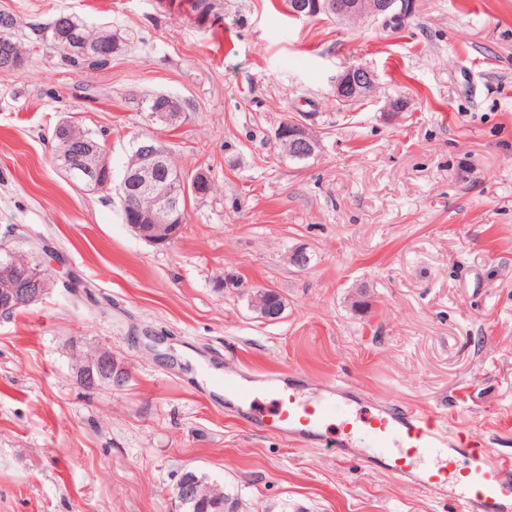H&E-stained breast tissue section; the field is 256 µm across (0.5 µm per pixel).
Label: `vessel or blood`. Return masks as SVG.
Returning <instances> with one entry per match:
<instances>
[{
	"label": "vessel or blood",
	"mask_w": 512,
	"mask_h": 512,
	"mask_svg": "<svg viewBox=\"0 0 512 512\" xmlns=\"http://www.w3.org/2000/svg\"><path fill=\"white\" fill-rule=\"evenodd\" d=\"M219 386L225 396L254 409L261 424L298 443H308L331 425L339 443L364 438L366 458L393 476L437 494L457 488L456 512H512V457L486 465V448L470 435L453 438L438 410L377 406L364 412L344 396L340 384L313 397L287 384L258 389L230 375Z\"/></svg>",
	"instance_id": "vessel-or-blood-1"
}]
</instances>
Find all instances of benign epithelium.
Returning <instances> with one entry per match:
<instances>
[{
	"instance_id": "obj_1",
	"label": "benign epithelium",
	"mask_w": 512,
	"mask_h": 512,
	"mask_svg": "<svg viewBox=\"0 0 512 512\" xmlns=\"http://www.w3.org/2000/svg\"><path fill=\"white\" fill-rule=\"evenodd\" d=\"M410 0H295L289 9L295 17H308L326 12L341 21L373 19L389 22L411 11ZM375 88V75L365 66H351L336 77L334 92L342 103L361 101L371 96ZM54 138L68 149L78 153L80 177L89 188H104L110 179L111 167L103 147L86 137L81 127L64 121L54 132ZM278 142L288 145V154L312 156L318 143L309 130L294 121L284 122L278 129ZM167 170L165 154L158 142L144 138L138 144L134 165L126 168L119 187L123 199L139 198L150 194L154 204L146 211L132 210L131 227L145 241L164 246L174 241L181 229L182 218L173 190L165 187L160 173ZM9 261L0 265V314L38 303L51 288V280L30 268L19 254L1 245ZM254 309L266 321L280 318L284 303L267 289L253 295ZM75 357L76 381L92 390L115 391L125 386L128 371L112 356V350L103 346L88 345L78 340L71 342ZM199 481L189 475L177 481L173 495L178 508L183 509L198 501Z\"/></svg>"
}]
</instances>
